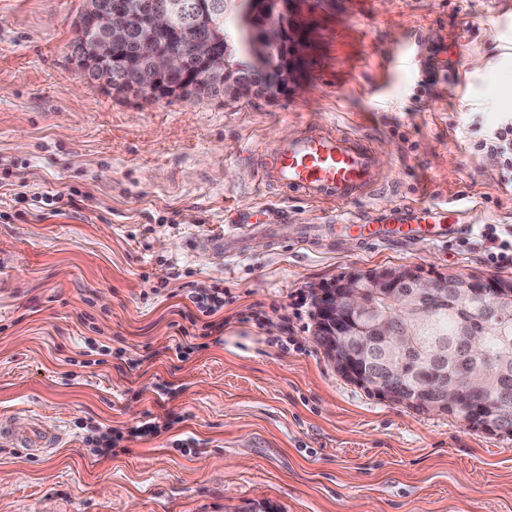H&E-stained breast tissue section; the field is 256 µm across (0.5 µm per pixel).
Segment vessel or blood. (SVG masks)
<instances>
[{"label": "vessel or blood", "mask_w": 512, "mask_h": 512, "mask_svg": "<svg viewBox=\"0 0 512 512\" xmlns=\"http://www.w3.org/2000/svg\"><path fill=\"white\" fill-rule=\"evenodd\" d=\"M256 183L259 189L280 187L288 198L310 204L346 205L381 187L373 148L366 136L325 128H306L295 137L261 149ZM444 209L430 203H396L387 207L379 222L334 220L325 224H300L296 240L313 246L350 237L362 245L419 247L457 233ZM272 234L266 224L201 238L200 254L231 258L240 255L251 233ZM0 442L24 448L31 454L59 447L60 430H45L32 422L27 434H17L10 420L0 419Z\"/></svg>", "instance_id": "1"}]
</instances>
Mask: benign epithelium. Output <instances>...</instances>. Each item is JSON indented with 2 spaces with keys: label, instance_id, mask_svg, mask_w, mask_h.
Returning a JSON list of instances; mask_svg holds the SVG:
<instances>
[{
  "label": "benign epithelium",
  "instance_id": "1",
  "mask_svg": "<svg viewBox=\"0 0 512 512\" xmlns=\"http://www.w3.org/2000/svg\"><path fill=\"white\" fill-rule=\"evenodd\" d=\"M300 3L301 0H224V9H232L250 22V56L256 66L262 68L266 61H272L275 77L265 83L239 79L240 66L218 26H211L207 38L190 41L184 32L172 27L171 17L183 11V0H156L147 9L129 0H114L108 8L101 0H84L74 45L87 52L77 64L85 72L114 55L121 70L134 76L133 91L151 99L180 94L186 84L200 79L224 88L226 104L272 98L303 83L309 40L307 29L297 19ZM136 19L141 23L143 38L138 50L128 52L123 46ZM221 44L224 61L217 65L214 59ZM186 51L205 70L204 77L185 70ZM310 295L315 336L341 377L386 401L422 413L447 415L462 409L461 394L471 388L473 378H451L434 369L424 388L414 390L401 385L415 353L411 327L421 324L442 297L449 295L502 323L508 319L512 282L476 273L453 279L434 270L404 266L348 272L329 284L311 287ZM392 309L400 312L402 319L394 318ZM380 352L386 356V365L374 370L367 360ZM498 408L499 404L489 402L468 408L466 423L497 432Z\"/></svg>",
  "mask_w": 512,
  "mask_h": 512
}]
</instances>
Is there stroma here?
<instances>
[{
    "mask_svg": "<svg viewBox=\"0 0 512 512\" xmlns=\"http://www.w3.org/2000/svg\"><path fill=\"white\" fill-rule=\"evenodd\" d=\"M82 6L0 0V416L20 434L34 417L65 430L39 456L0 444V512H512V435L345 381L309 296L405 265L512 278L473 244L486 224L512 232V186L471 147L474 123L512 114V0H303L305 90L233 104L89 82L71 46ZM309 126L367 135L395 183L352 215L422 201L476 215L416 249L282 232L200 255V237L262 209L315 223L258 192L250 154ZM57 192L67 215L46 213ZM190 280L223 288L224 306L188 341L175 323ZM152 417L169 429L129 437ZM101 424L125 437L98 457L84 438Z\"/></svg>",
    "mask_w": 512,
    "mask_h": 512,
    "instance_id": "obj_1",
    "label": "stroma"
}]
</instances>
